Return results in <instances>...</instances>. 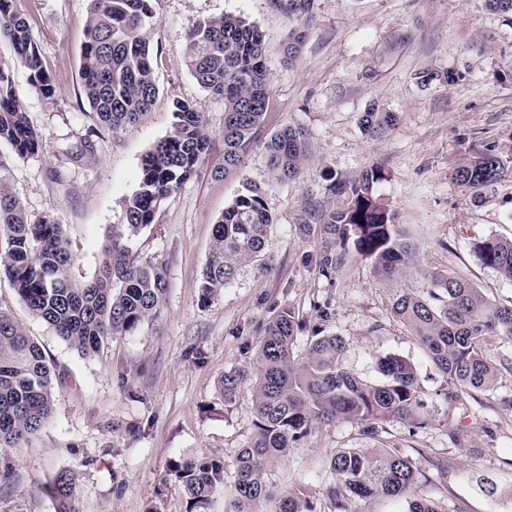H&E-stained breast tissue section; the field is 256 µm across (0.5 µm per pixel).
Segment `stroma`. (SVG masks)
<instances>
[{
	"label": "stroma",
	"mask_w": 512,
	"mask_h": 512,
	"mask_svg": "<svg viewBox=\"0 0 512 512\" xmlns=\"http://www.w3.org/2000/svg\"><path fill=\"white\" fill-rule=\"evenodd\" d=\"M58 93L44 101L28 72L14 66L17 100L43 138L42 151L18 158L0 142V178L20 197L29 223L60 224L74 257L73 276L91 279L102 247L119 223L121 202L139 185L144 155L173 129V103L191 101L210 132L196 175L163 206L155 224L130 243L132 259L162 265L167 291L159 317L84 356L33 316L5 275L0 309L11 312L56 365L54 413L23 447L0 454V512H55L48 488L62 469L75 471L83 512H187L169 472L183 457L231 462L254 433L252 392L225 399V372L256 364L264 325L293 310L301 323L297 353L315 331L340 337L343 365L378 382L380 358L412 363L429 413L425 427L393 418L379 436L354 422L322 425L267 476L276 512L279 494L300 490L315 512H334L329 461L344 448L386 446L424 471L422 488L436 512H512V340L493 339L495 385L449 398L448 382L415 336L395 317L394 285L371 260L349 251L323 276L319 217L336 208L332 190L381 165L380 190L418 246L428 270L472 281L496 305H512V281L481 266L471 252L487 236L512 240V173L481 200L453 183L470 149L512 152V16L485 0H312L296 56L295 23L274 0H157L147 28L159 88L146 119L103 128L82 89L87 0H14ZM233 13L263 34L270 101L262 128L241 165L224 173V99L201 88L185 65L186 35L199 20ZM432 73L421 82L422 73ZM397 113L385 138L363 131V112ZM306 130L313 146L299 178L272 179L264 144L285 126ZM91 143L74 161L69 146ZM261 187L273 217L260 261L242 266L220 296L201 303L198 285L214 225L244 184Z\"/></svg>",
	"instance_id": "stroma-1"
}]
</instances>
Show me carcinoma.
<instances>
[{
  "label": "carcinoma",
  "instance_id": "carcinoma-1",
  "mask_svg": "<svg viewBox=\"0 0 512 512\" xmlns=\"http://www.w3.org/2000/svg\"><path fill=\"white\" fill-rule=\"evenodd\" d=\"M290 16L303 20L311 0H276ZM156 18L155 0H88L83 51V94L99 124L109 130L137 125L150 112L158 93L144 30ZM0 40L14 49L13 63L23 66L35 92L51 103L57 86L43 68L26 18L12 0H0ZM186 65L200 87L224 97V173L240 166L253 147L270 97L263 37L245 18L226 14L199 22L188 34ZM398 122L393 112L373 108L361 118L363 130L380 139ZM24 159L42 148V135L16 100L10 66L0 64V142ZM210 143L202 113L188 100L173 103V131L145 154L138 189L122 201L121 223L103 246L99 269L84 282L71 275L73 264L61 226L47 218L27 222L19 197L0 178V273L12 282L30 313L51 325L56 335L83 355H93L112 337L133 333L160 314L167 290L163 267L129 258L127 241L155 222L165 202L193 177ZM274 180L296 179L312 149L305 130L288 125L265 143ZM512 170V155L494 145L472 150L453 172L456 185L475 198ZM386 180L372 166L334 184L340 204L320 217L325 246L319 266L336 272L349 248L372 261L375 272L393 282L412 273L427 277L423 294L395 288L392 310L416 336L437 370L454 390H486L496 367L486 350L494 336L512 338V307L493 304L471 281L453 272H427L415 263L417 246L398 224L395 211L379 193ZM273 218L259 187L247 185L225 209L213 232V244L199 285L203 302L234 280L239 267L261 257L268 246ZM476 261L512 280V240L485 237L472 243ZM299 324L289 310L263 329L253 371L224 373V398L251 381L254 435L234 460V491L227 512H257L270 497L267 471L286 457L318 424L352 421L375 435L391 418L425 423L423 391L415 367L389 356L380 361L384 380L371 384L343 364L344 344L335 335L315 336L305 354L294 353ZM53 375L42 348L13 316L0 310V452L16 450L49 423ZM336 482L329 490L339 512L343 499L380 497L409 500L408 512H436L420 493L424 472L397 449L346 448L330 461ZM225 465L213 459L183 458L171 473L185 492L188 512H206ZM76 476L58 471L49 487L56 512H81ZM278 512H314L301 492L280 498Z\"/></svg>",
  "mask_w": 512,
  "mask_h": 512
}]
</instances>
